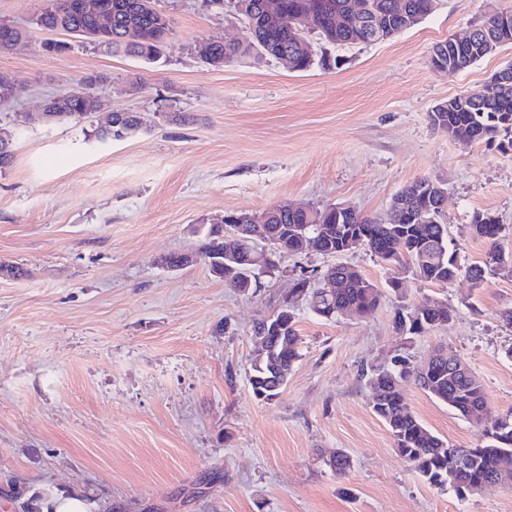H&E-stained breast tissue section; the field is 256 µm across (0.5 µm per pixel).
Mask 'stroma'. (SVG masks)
<instances>
[{
    "label": "stroma",
    "mask_w": 512,
    "mask_h": 512,
    "mask_svg": "<svg viewBox=\"0 0 512 512\" xmlns=\"http://www.w3.org/2000/svg\"><path fill=\"white\" fill-rule=\"evenodd\" d=\"M173 23L161 60L112 55L80 36L61 55L33 25L43 0H0V22L26 29L0 51L15 84L0 105L14 159L0 171V512L28 504L58 512H512V487L457 500L415 473L371 406L364 375L394 356L452 351L481 381L483 424L413 382V414L457 446L512 412V276L481 286L457 277L427 285L366 247L338 256L280 252L273 275L243 294L203 262L161 267L198 253L194 225L227 212L278 205H344L388 219L395 194L422 177L441 181L442 220L461 265L485 244L477 212L505 227L512 251V150L465 145L429 114L512 63V44L448 74L432 47L461 36L512 0H436L418 25L375 44L310 40L326 65L294 71L271 57L210 66L194 47L236 40L245 26L230 0H156ZM103 73L101 110L75 124L32 125L44 98ZM144 87L133 90L132 81ZM138 113L143 130L122 140L93 131L114 111ZM345 265L381 288L363 317L326 319L296 298L299 360L278 397L256 400L247 383L253 327L294 279ZM438 299L448 323L406 338L398 300ZM346 452L336 476L327 461Z\"/></svg>",
    "instance_id": "obj_1"
}]
</instances>
